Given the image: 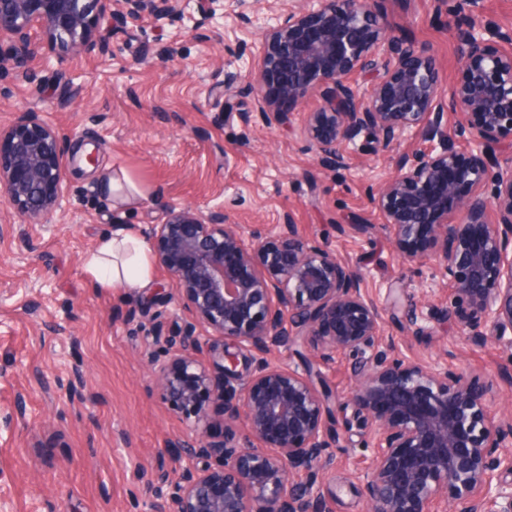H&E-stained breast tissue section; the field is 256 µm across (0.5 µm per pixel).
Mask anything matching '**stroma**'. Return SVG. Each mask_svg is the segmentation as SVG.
Listing matches in <instances>:
<instances>
[{
  "instance_id": "35a3bbf8",
  "label": "stroma",
  "mask_w": 512,
  "mask_h": 512,
  "mask_svg": "<svg viewBox=\"0 0 512 512\" xmlns=\"http://www.w3.org/2000/svg\"><path fill=\"white\" fill-rule=\"evenodd\" d=\"M460 0H375L381 20L426 46L444 88L462 76ZM208 0H187L175 26L146 17L105 24L108 52L34 58L40 82L0 81V123L36 110L57 126L66 151L98 148L94 168L70 178L72 207L47 223L24 221L0 204V512H148L134 478L181 463L167 452L185 427L162 402L148 365L151 305L165 272L148 287L90 288L83 257L115 219L138 230L161 223L167 207H223L244 231L292 218L357 266L363 288L384 306L446 301L448 281L430 263L403 261L369 194L394 158L423 149L402 139L374 155L351 146L343 168L319 169L299 125L267 126L258 115L269 79L251 72L265 46V25L288 0H224V14L197 28ZM172 55L158 66L155 51ZM240 78L216 98L225 70ZM124 171L137 190L121 206L99 182ZM412 340L423 356L447 350L448 365L492 382L493 407L512 411V382L498 367L512 348L472 345L453 322L428 321ZM329 512H365L361 476L370 464L359 436L334 451Z\"/></svg>"
}]
</instances>
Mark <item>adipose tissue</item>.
<instances>
[{"label":"adipose tissue","mask_w":512,"mask_h":512,"mask_svg":"<svg viewBox=\"0 0 512 512\" xmlns=\"http://www.w3.org/2000/svg\"><path fill=\"white\" fill-rule=\"evenodd\" d=\"M91 288H144L155 276L154 262L134 230L101 235L84 257Z\"/></svg>","instance_id":"adipose-tissue-1"}]
</instances>
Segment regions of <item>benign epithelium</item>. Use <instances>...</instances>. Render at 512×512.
Returning <instances> with one entry per match:
<instances>
[{
    "instance_id": "obj_1",
    "label": "benign epithelium",
    "mask_w": 512,
    "mask_h": 512,
    "mask_svg": "<svg viewBox=\"0 0 512 512\" xmlns=\"http://www.w3.org/2000/svg\"><path fill=\"white\" fill-rule=\"evenodd\" d=\"M373 0H292L266 32L262 72L283 71L278 94L320 95L301 128L322 168L344 165L364 138L403 153L372 204L403 258L448 277L446 308L407 310L402 337L449 316L477 346H512V26L477 18L460 32L463 75L450 95L427 49L391 35ZM185 0H0V79L39 80L30 67L66 52L105 51L99 22L150 17L173 23ZM384 59L379 82L355 75ZM456 115L448 125L446 112ZM59 133L42 113L0 124V202L46 221L72 192ZM468 195L458 196L460 189ZM175 284L155 316L148 362L163 403L191 438L169 444L188 463L161 475L152 512H326L322 485L332 449L359 434L371 449L365 512H512V412L491 408L490 390L442 357H411L387 335L383 312L359 270L295 224L245 234L222 208L166 210L144 233ZM355 356L354 384L338 395L319 366ZM223 408L224 436L207 435L206 404Z\"/></svg>"
}]
</instances>
